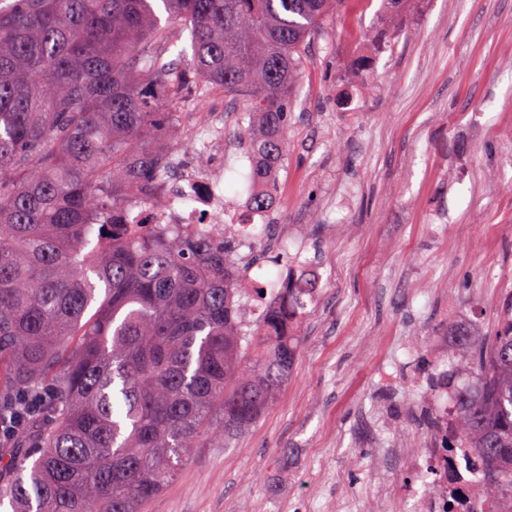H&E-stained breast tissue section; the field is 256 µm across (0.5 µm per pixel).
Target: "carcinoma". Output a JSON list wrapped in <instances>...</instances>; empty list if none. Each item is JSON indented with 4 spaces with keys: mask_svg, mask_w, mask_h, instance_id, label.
I'll return each mask as SVG.
<instances>
[{
    "mask_svg": "<svg viewBox=\"0 0 512 512\" xmlns=\"http://www.w3.org/2000/svg\"><path fill=\"white\" fill-rule=\"evenodd\" d=\"M344 0H0V506L142 512L193 449L228 447L288 383L312 284H284L243 330L240 243L142 231L173 170L183 94L247 103L249 200L266 212L311 37ZM412 0H383L395 20ZM188 36L190 50L169 58ZM191 56H186V53ZM476 390L451 389L447 447L477 450L512 501V292L493 332L456 331Z\"/></svg>",
    "mask_w": 512,
    "mask_h": 512,
    "instance_id": "obj_1",
    "label": "carcinoma"
}]
</instances>
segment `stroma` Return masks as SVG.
<instances>
[{"mask_svg": "<svg viewBox=\"0 0 512 512\" xmlns=\"http://www.w3.org/2000/svg\"><path fill=\"white\" fill-rule=\"evenodd\" d=\"M345 0L312 39L270 225L268 284L314 272L286 388L229 448H198L144 512H380L407 489L440 396L420 385L457 323L491 332L512 289V0H418L396 21ZM370 57V72L355 63ZM224 114V207L249 162Z\"/></svg>", "mask_w": 512, "mask_h": 512, "instance_id": "35a3bbf8", "label": "stroma"}]
</instances>
